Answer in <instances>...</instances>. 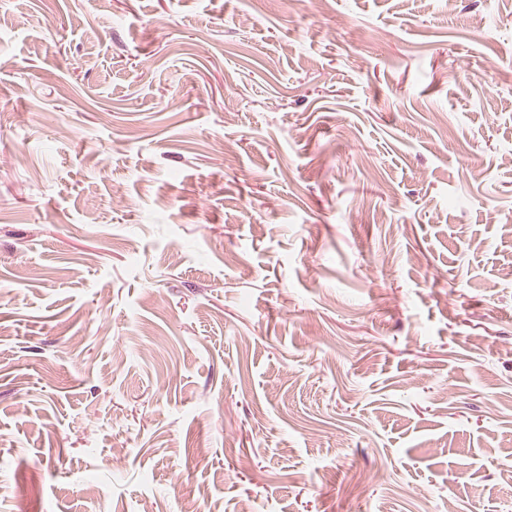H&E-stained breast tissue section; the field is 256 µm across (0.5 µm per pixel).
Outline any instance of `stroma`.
Wrapping results in <instances>:
<instances>
[{"label": "stroma", "instance_id": "stroma-1", "mask_svg": "<svg viewBox=\"0 0 512 512\" xmlns=\"http://www.w3.org/2000/svg\"><path fill=\"white\" fill-rule=\"evenodd\" d=\"M509 66L512 0H0V512H512Z\"/></svg>", "mask_w": 512, "mask_h": 512}]
</instances>
